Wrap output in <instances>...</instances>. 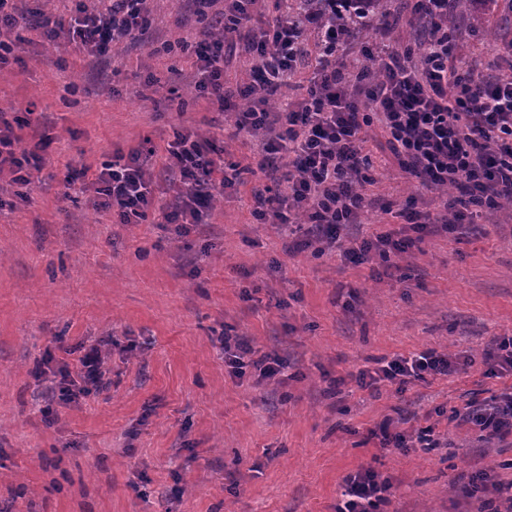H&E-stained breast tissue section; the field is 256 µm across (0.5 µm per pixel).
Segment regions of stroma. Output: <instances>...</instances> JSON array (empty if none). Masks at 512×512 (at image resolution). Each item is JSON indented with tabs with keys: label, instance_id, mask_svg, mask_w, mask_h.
Returning <instances> with one entry per match:
<instances>
[{
	"label": "stroma",
	"instance_id": "35a3bbf8",
	"mask_svg": "<svg viewBox=\"0 0 512 512\" xmlns=\"http://www.w3.org/2000/svg\"><path fill=\"white\" fill-rule=\"evenodd\" d=\"M415 5L389 0L385 20L344 40L349 80L386 47L419 59ZM21 7V61L0 69V113L36 103L53 143L41 182L0 177V512H336L343 478L365 469L392 483L385 512H491L468 478L512 481V436L482 439L456 413L512 390V374L487 375L482 362L492 337L512 336V208L461 233L433 226L388 275L377 257L286 250L252 215L276 176L255 169L263 132L236 130L231 110L195 88L191 46L210 19L193 0H148L150 25L102 57L35 30L31 13L62 12L60 0ZM474 10L483 25L450 13L452 63L512 76V0ZM177 129L216 138L241 172L206 223L185 235L153 214L120 224L91 188L61 200L69 173L148 138L157 152L145 167L174 203L165 148ZM363 136L373 204L347 235L400 228L410 200L437 215L440 192L400 168L386 132ZM227 336L287 357V375H235ZM82 344L101 346L109 385L52 406L35 369L75 363ZM427 348L472 362L402 388L356 381ZM385 422L431 429L437 445L378 450L368 431Z\"/></svg>",
	"mask_w": 512,
	"mask_h": 512
}]
</instances>
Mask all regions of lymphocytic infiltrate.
I'll list each match as a JSON object with an SVG mask.
<instances>
[{
  "label": "lymphocytic infiltrate",
  "instance_id": "1",
  "mask_svg": "<svg viewBox=\"0 0 512 512\" xmlns=\"http://www.w3.org/2000/svg\"><path fill=\"white\" fill-rule=\"evenodd\" d=\"M71 2L68 15L43 18L42 38L54 41L64 35L76 49L99 55L135 38L147 13V0H102L94 9L84 0ZM250 4L251 0H230L223 37L206 35L198 41L195 86L219 104L228 103L224 45L242 35L243 48L255 63L254 79L237 90L247 105L236 108L235 125L265 133L261 166L273 164L279 144H286L288 151L283 175L288 190L257 195L252 211L256 220L276 225L285 237L308 227L320 248L337 247L344 256L357 259L373 253L386 261L415 247L427 224L410 204L403 210L407 234L382 232L358 242L343 234L365 207L362 188L369 181L371 160L361 133L372 125L387 133L401 167L420 186L453 189L438 219L445 231L456 232L468 218L512 201V77L483 80L472 70L451 66L448 36L436 24L420 61L396 52L382 55L384 76L378 81L363 76L356 83L347 82L336 67L334 52L323 51L306 97L273 109L270 96L300 67L306 30L323 25L336 11L326 8L297 19L287 17L266 29L255 27ZM34 121L30 108L0 113V175L8 174L26 186L44 169L49 147L48 138L35 134L29 148H21L19 132ZM154 153L151 147L145 152ZM142 155H115L95 175L101 207L111 209L122 224L142 223L154 207ZM166 160L178 175V201L161 211L167 224L205 223L213 201L239 178L238 173H227L224 154L212 141L191 132L177 135ZM455 367L447 354L428 349L393 358L376 374L405 384L427 374L448 375ZM462 419L482 436H511L512 392L467 407ZM389 489V481L374 472L347 475L336 512H378Z\"/></svg>",
  "mask_w": 512,
  "mask_h": 512
}]
</instances>
